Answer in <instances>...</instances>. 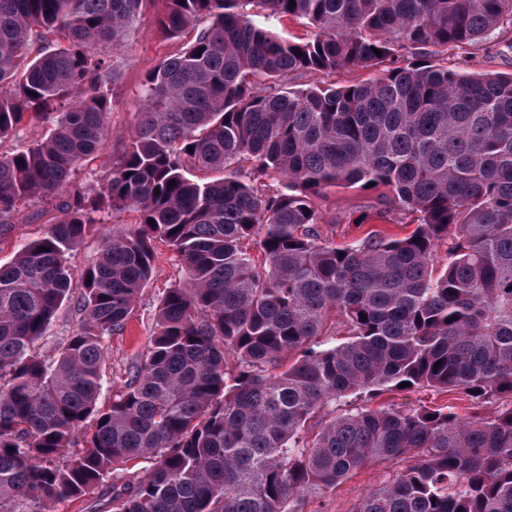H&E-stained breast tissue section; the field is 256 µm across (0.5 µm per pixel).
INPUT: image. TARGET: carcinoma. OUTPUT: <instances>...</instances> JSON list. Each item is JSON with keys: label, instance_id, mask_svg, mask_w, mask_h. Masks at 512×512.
<instances>
[{"label": "carcinoma", "instance_id": "carcinoma-1", "mask_svg": "<svg viewBox=\"0 0 512 512\" xmlns=\"http://www.w3.org/2000/svg\"><path fill=\"white\" fill-rule=\"evenodd\" d=\"M148 1L162 37L195 34L145 76L134 135L93 193L75 172L112 134L108 51ZM255 4L314 36L276 35ZM507 24L512 0H0V143L56 114L46 140L0 153V236L32 199L61 212L0 263V512L95 493L117 512H289L388 460L407 465L356 512H512V74L435 61ZM312 73L327 80L289 85ZM273 175L283 188L268 191ZM371 183L415 228L336 244L316 200ZM125 209L136 227L71 268ZM158 240L189 286L164 293L146 353L101 407L105 340ZM75 294L72 333L38 353ZM403 382L506 405L338 410ZM134 459L145 475L107 483ZM137 221V215L133 211L122 210L109 213L105 216V223L99 224L96 233L70 256L72 266L81 270L89 265L97 255L99 242L102 237L112 236V234H123L130 231Z\"/></svg>", "mask_w": 512, "mask_h": 512}]
</instances>
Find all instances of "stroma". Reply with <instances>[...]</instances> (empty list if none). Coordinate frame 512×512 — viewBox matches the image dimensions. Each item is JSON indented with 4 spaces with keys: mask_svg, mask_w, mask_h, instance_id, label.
I'll use <instances>...</instances> for the list:
<instances>
[{
    "mask_svg": "<svg viewBox=\"0 0 512 512\" xmlns=\"http://www.w3.org/2000/svg\"><path fill=\"white\" fill-rule=\"evenodd\" d=\"M156 8L146 5L139 23L126 35L122 45L112 55L116 79L112 87L113 106L109 116L112 135L105 142L97 158L81 166L77 182L88 188L99 189L103 180L124 152L134 132L137 112L141 104V89L148 72L165 58L176 53L189 40L188 35L167 40L159 34ZM512 25L490 40L460 49H449L445 56L448 68L468 73L512 72ZM375 189H336L328 192L318 204L329 214L339 216L340 222L333 229L336 243L347 244L375 231L386 237L400 238L411 232L408 224L397 223L395 215L388 213L380 204ZM40 201L29 202L23 209L11 234L0 239V260H10L26 243L41 236L52 216L31 221V214L43 210ZM137 220L135 212L115 211L106 216L95 236L88 240L70 257L75 268L89 265L96 257L102 237L130 231ZM189 283V273L175 251L165 243H157L153 274L136 301L124 332L113 335L107 341L108 360L104 384L100 395L101 404L112 401L114 390L124 381L126 374L144 353L152 337L156 308L165 291L184 287ZM378 406H454L457 413L468 411V403L458 394L440 392L431 388L407 391H389L375 398ZM399 467L398 462H371L353 472L348 478L330 488L312 487L304 491L290 504L292 512H355L359 499L380 487L389 475Z\"/></svg>",
    "mask_w": 512,
    "mask_h": 512,
    "instance_id": "35a3bbf8",
    "label": "stroma"
}]
</instances>
